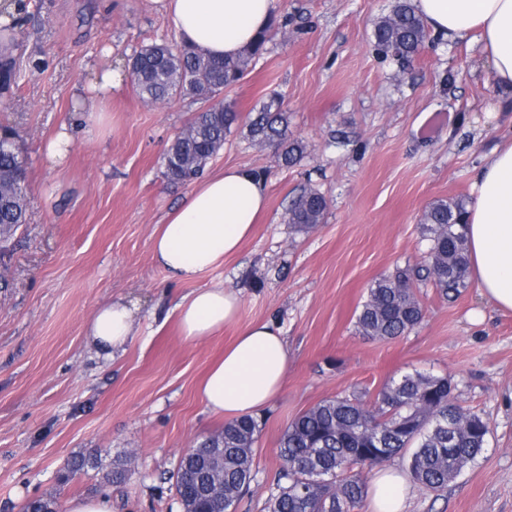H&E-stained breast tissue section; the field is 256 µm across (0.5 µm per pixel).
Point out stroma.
<instances>
[{
	"label": "stroma",
	"mask_w": 512,
	"mask_h": 512,
	"mask_svg": "<svg viewBox=\"0 0 512 512\" xmlns=\"http://www.w3.org/2000/svg\"><path fill=\"white\" fill-rule=\"evenodd\" d=\"M15 55L21 75L0 119L27 159V222L6 244L0 288V512L34 497L65 505L106 495L112 512H183L170 480L182 454L220 431L199 384L238 332L269 322L288 342L278 396L255 414V478L236 512H267L287 425L322 400L419 371L450 377L460 404L490 433L481 456L448 487L412 486L407 512H512V312L468 286L453 301L418 285L424 319L394 340L358 335L356 315L372 283L423 262L419 219L436 199H470L485 156L512 136V91L496 89L479 45L422 48L406 67L381 61L372 25L392 0H277L290 19L244 78L224 92L241 113L281 93L288 133L307 146L295 165L235 130L209 170L259 173L268 207L251 238L223 265L172 282L152 259L153 236L189 188L169 181L163 157L203 102L143 103L128 59L152 43H177L148 0H23ZM103 65L121 85L97 110L94 138L76 135L69 159L50 168L41 150L70 121L75 95ZM328 201L323 223L285 221L304 186ZM221 285L240 295L234 323L184 340L176 302ZM136 304L140 332L112 363L86 341L102 303ZM79 457L98 467L70 472ZM120 485L106 475L123 463Z\"/></svg>",
	"instance_id": "obj_1"
}]
</instances>
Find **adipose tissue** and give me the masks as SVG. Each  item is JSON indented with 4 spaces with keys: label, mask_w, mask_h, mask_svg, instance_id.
<instances>
[{
    "label": "adipose tissue",
    "mask_w": 512,
    "mask_h": 512,
    "mask_svg": "<svg viewBox=\"0 0 512 512\" xmlns=\"http://www.w3.org/2000/svg\"><path fill=\"white\" fill-rule=\"evenodd\" d=\"M276 0H149L181 42L207 55L232 57L270 26ZM439 39L474 40L482 46L492 81L512 89V0H413ZM466 208L470 272L481 296L496 309L512 311V142L495 147L478 170ZM263 181L233 166L198 181L181 204L168 211L153 240V258L169 277L191 281L238 251L265 208ZM240 299L220 287L200 288L177 303L185 340L197 341L232 323ZM138 333L135 306L118 299L100 305L87 342L103 361H113ZM288 347L269 324L242 329L209 369L200 393L211 413L251 415L281 390ZM406 473L379 469L368 512H405Z\"/></svg>",
    "instance_id": "adipose-tissue-1"
}]
</instances>
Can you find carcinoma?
Instances as JSON below:
<instances>
[{
	"label": "carcinoma",
	"instance_id": "cac0c4a2",
	"mask_svg": "<svg viewBox=\"0 0 512 512\" xmlns=\"http://www.w3.org/2000/svg\"><path fill=\"white\" fill-rule=\"evenodd\" d=\"M24 3L0 7V88L17 84L13 56L17 14ZM427 23L410 0H394L388 14L376 19L373 47L383 60L410 61L429 41ZM268 32L237 57L215 59L189 47L151 44L130 63L139 97L160 103L174 95L209 102L238 83L266 51ZM240 114L230 102L196 113L189 128L175 137L164 157L166 177L189 184L239 127ZM251 143L274 146L285 165H294L307 146L288 138L284 99L273 93L245 123ZM22 166L12 148L0 149V238L11 239L27 214L26 185L18 180ZM325 196L304 187L291 200L286 222L298 230L322 223ZM465 202L437 199L422 212L419 223L430 242L425 263L397 267L376 280L356 316L362 336L394 339L424 318L415 285L432 281L439 295L455 301L468 287ZM455 386L446 377L418 371L391 379L378 392L373 408L352 394L323 400L296 416L279 442L280 466L274 478L268 512H353L365 493V474L396 455L407 456L412 479L428 492H441L485 449L488 423L456 402ZM257 423L242 417L224 423V430L190 449L172 474L184 508L229 512L254 480ZM51 498L28 501L24 512H55Z\"/></svg>",
	"mask_w": 512,
	"mask_h": 512
}]
</instances>
